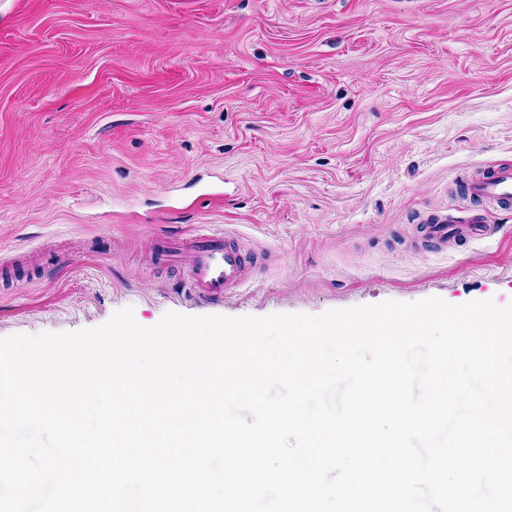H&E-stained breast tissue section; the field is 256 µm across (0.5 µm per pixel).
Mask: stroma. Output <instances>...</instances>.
Returning <instances> with one entry per match:
<instances>
[{
  "mask_svg": "<svg viewBox=\"0 0 512 512\" xmlns=\"http://www.w3.org/2000/svg\"><path fill=\"white\" fill-rule=\"evenodd\" d=\"M512 166V0H0V338L122 309L317 316L512 303V209L448 249L417 229ZM254 260L191 297L157 237Z\"/></svg>",
  "mask_w": 512,
  "mask_h": 512,
  "instance_id": "1",
  "label": "stroma"
}]
</instances>
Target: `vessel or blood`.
Here are the masks:
<instances>
[{
    "label": "vessel or blood",
    "mask_w": 512,
    "mask_h": 512,
    "mask_svg": "<svg viewBox=\"0 0 512 512\" xmlns=\"http://www.w3.org/2000/svg\"><path fill=\"white\" fill-rule=\"evenodd\" d=\"M461 182L465 196L484 207L512 208V167L487 168L475 175L462 176ZM495 231V225L478 221L464 223L448 213L422 225L419 234L423 242L442 248L452 241L487 238ZM166 243L167 259L186 257L185 286L197 299L222 300L226 290L249 279V255L234 235L201 227L189 234L167 238Z\"/></svg>",
    "instance_id": "1"
}]
</instances>
